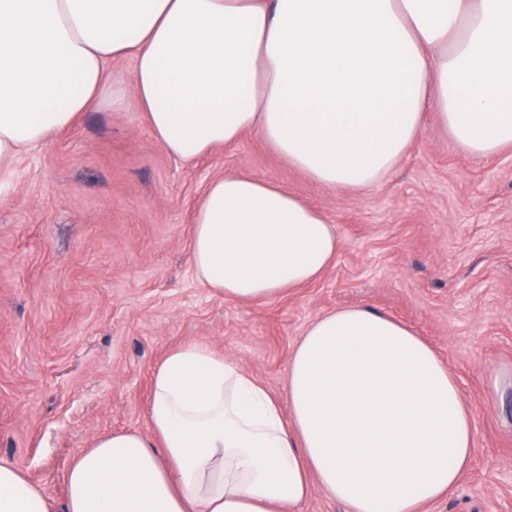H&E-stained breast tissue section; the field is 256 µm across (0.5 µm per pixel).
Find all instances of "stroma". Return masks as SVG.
<instances>
[{
    "mask_svg": "<svg viewBox=\"0 0 512 512\" xmlns=\"http://www.w3.org/2000/svg\"><path fill=\"white\" fill-rule=\"evenodd\" d=\"M282 184L336 227L316 282L230 302L189 263L192 215L227 173ZM369 306L413 327L473 412L472 461L423 512H512V146L465 152L429 117L377 188L316 183L254 132L192 164L153 139L134 96L87 112L0 174V462L62 499L94 436L147 431L151 377L188 342L284 398L317 317Z\"/></svg>",
    "mask_w": 512,
    "mask_h": 512,
    "instance_id": "stroma-1",
    "label": "stroma"
}]
</instances>
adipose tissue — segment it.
I'll return each mask as SVG.
<instances>
[{"label": "adipose tissue", "instance_id": "1", "mask_svg": "<svg viewBox=\"0 0 512 512\" xmlns=\"http://www.w3.org/2000/svg\"><path fill=\"white\" fill-rule=\"evenodd\" d=\"M115 58L130 81H108ZM129 93L182 161L253 131L316 182L370 190L432 112L470 153L512 146V0H0V171ZM341 247L322 213L243 173L192 218L195 275L228 301L312 283ZM148 421L79 450L60 501L0 463V512H291L316 483L347 512H420L473 448L447 363L368 306L308 326L282 400L207 345L172 349Z\"/></svg>", "mask_w": 512, "mask_h": 512}]
</instances>
